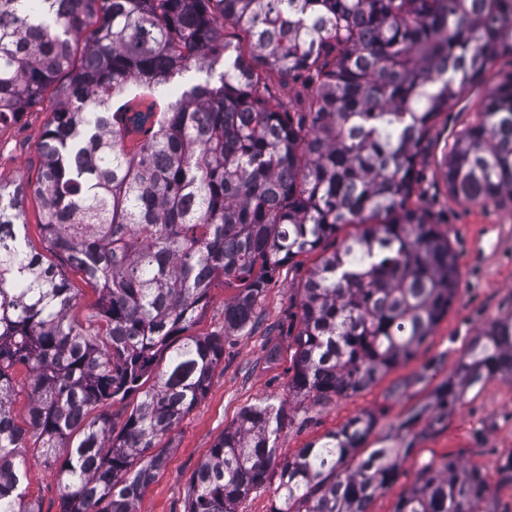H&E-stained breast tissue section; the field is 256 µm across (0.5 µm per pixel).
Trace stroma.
<instances>
[{"mask_svg": "<svg viewBox=\"0 0 512 512\" xmlns=\"http://www.w3.org/2000/svg\"><path fill=\"white\" fill-rule=\"evenodd\" d=\"M482 89L452 100L430 128L416 169L418 203L432 224L445 234L458 253L459 289L454 305L435 326L417 354L391 368L367 389L326 401H297L288 392L292 372V340L288 333L299 322V298L319 253L297 257L276 271L259 301L257 327L225 334L224 303L235 294L221 285L211 289L209 303L193 326L195 336L225 334L224 358L213 372L206 397L179 427L166 437L167 465L140 498L139 512H183L189 483L224 430L236 425L242 410L269 402L283 405L286 422L278 441L281 455H292L307 443L323 438L350 418L379 412L373 439H393L396 425L415 406L432 402L436 390L455 376L467 344L489 321L512 314V200L487 203L460 202L448 194L442 173L444 160L457 134L477 118ZM55 90H48L42 106L0 124V182L36 183L42 168L40 143L56 107ZM27 233L45 263L57 267L76 300L71 317L84 328L104 331L96 316L98 295L82 273L47 251L36 196L25 202ZM498 224L507 232L500 248L486 263L471 264V239L484 236L485 225ZM417 438L402 462L398 478L369 505V512H394L399 498L423 464L447 456L463 464L493 469L497 460L512 453V377H495L476 396H467L444 425L415 427ZM25 500L34 512H61L59 491L39 449H27Z\"/></svg>", "mask_w": 512, "mask_h": 512, "instance_id": "35a3bbf8", "label": "stroma"}]
</instances>
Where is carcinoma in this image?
Instances as JSON below:
<instances>
[{
  "label": "carcinoma",
  "instance_id": "1",
  "mask_svg": "<svg viewBox=\"0 0 512 512\" xmlns=\"http://www.w3.org/2000/svg\"><path fill=\"white\" fill-rule=\"evenodd\" d=\"M496 2L0 0V123L68 75L34 194L45 243L98 292L106 325L101 337L70 319L72 289L28 239V187L0 183V512H34L30 444L55 468L61 512H138L167 462L160 442L209 391L224 335L252 328L278 269L349 225L301 293L289 391L353 394L417 353L458 290L457 253L415 200L417 157L450 101L512 56V10ZM286 80L302 89L284 104L274 89ZM445 179L457 200L512 199V71L453 143ZM218 283L236 289L224 334H187ZM18 365L30 372L23 427ZM504 373L512 318L469 341L457 378L399 423V448H364L369 413L279 456L283 409L250 406L196 469L184 510L237 512L275 478L272 512H368L413 451L416 421L441 424ZM151 377L120 431L89 418ZM494 478L512 484V454L491 473L432 461L394 512H483ZM13 383L15 392L12 400V408L18 423L20 425H24V420L29 406V371L25 366L18 365L15 367L13 372Z\"/></svg>",
  "mask_w": 512,
  "mask_h": 512
}]
</instances>
